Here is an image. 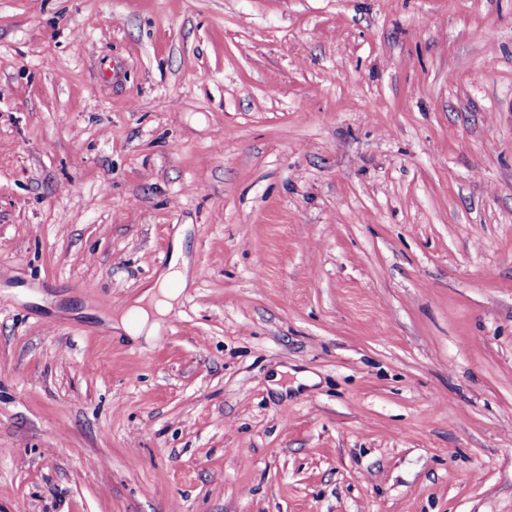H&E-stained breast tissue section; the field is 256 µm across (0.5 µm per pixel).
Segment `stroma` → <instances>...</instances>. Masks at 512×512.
Here are the masks:
<instances>
[{"label":"stroma","mask_w":512,"mask_h":512,"mask_svg":"<svg viewBox=\"0 0 512 512\" xmlns=\"http://www.w3.org/2000/svg\"><path fill=\"white\" fill-rule=\"evenodd\" d=\"M0 512H512V0H0ZM180 253L175 248V254L169 264L168 271L139 298L136 305L128 309L115 327H121L131 336H138L143 332L151 317L163 316L170 311L173 302L178 297V291L170 288V284L177 281L181 286L185 284V274L179 267Z\"/></svg>","instance_id":"1"}]
</instances>
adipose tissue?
I'll return each instance as SVG.
<instances>
[{
    "label": "adipose tissue",
    "instance_id": "obj_1",
    "mask_svg": "<svg viewBox=\"0 0 512 512\" xmlns=\"http://www.w3.org/2000/svg\"><path fill=\"white\" fill-rule=\"evenodd\" d=\"M185 274L178 260H171L167 272L139 298L134 306L124 313L120 327L129 335L136 336L143 332L150 318L165 315L170 311L178 296L172 287L173 282H184Z\"/></svg>",
    "mask_w": 512,
    "mask_h": 512
}]
</instances>
